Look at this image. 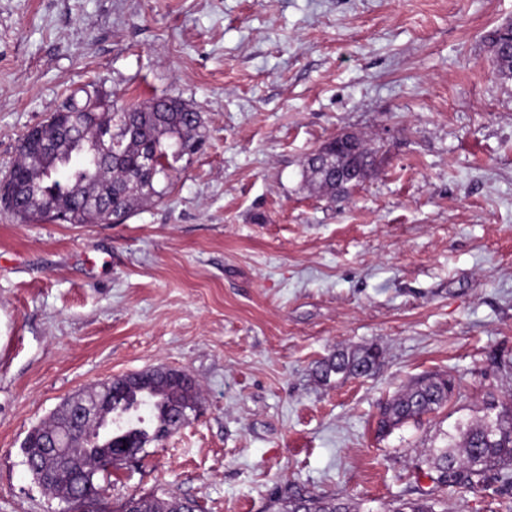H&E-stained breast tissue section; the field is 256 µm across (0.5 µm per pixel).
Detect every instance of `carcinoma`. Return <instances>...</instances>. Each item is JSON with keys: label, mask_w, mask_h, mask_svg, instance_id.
I'll list each match as a JSON object with an SVG mask.
<instances>
[{"label": "carcinoma", "mask_w": 512, "mask_h": 512, "mask_svg": "<svg viewBox=\"0 0 512 512\" xmlns=\"http://www.w3.org/2000/svg\"><path fill=\"white\" fill-rule=\"evenodd\" d=\"M497 74L512 79V52L494 31L490 38ZM79 99L67 96L62 110L46 120L48 142L26 141L18 149L8 177L25 187V195L14 201L7 212L22 222L60 221L68 215L69 224L108 222L104 206L129 215L137 202L160 198L172 184L176 164L202 147L203 118L178 98L159 96L145 104H131L106 110L96 91L82 89ZM323 153L306 161V173L321 188L336 196V166L360 169L367 178L375 166V153L362 141L336 150L332 142L320 146ZM156 162L151 174L147 158ZM379 357L373 347L338 352L319 365L321 379L355 376L360 367L373 369ZM112 395V417L118 420L114 435L133 446L159 443L158 431L170 422L173 405L200 403L198 386L190 374L170 376L153 373L149 382L129 388L112 381L96 386ZM455 380L437 376L417 380L381 406L377 431L386 436L409 422H417L454 397ZM71 424L66 404H61L27 435L23 447L38 448L50 434L64 439ZM97 431L89 439L70 447L71 454L87 467L89 479L99 488L108 485L111 472L100 466L99 454L88 457L86 447L94 444ZM435 488L453 492L480 490L491 483L512 488V410L496 411L492 403L476 422L460 423L455 432L445 434V443L433 448L425 461ZM183 499L143 496L136 503L140 512H177L192 503ZM278 512H355L351 504L324 495L300 492L288 496ZM389 512H436L430 498L401 500L391 504Z\"/></svg>", "instance_id": "cac0c4a2"}]
</instances>
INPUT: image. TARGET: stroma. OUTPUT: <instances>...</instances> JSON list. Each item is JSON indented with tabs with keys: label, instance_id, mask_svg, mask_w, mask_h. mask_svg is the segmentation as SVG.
<instances>
[{
	"label": "stroma",
	"instance_id": "35a3bbf8",
	"mask_svg": "<svg viewBox=\"0 0 512 512\" xmlns=\"http://www.w3.org/2000/svg\"><path fill=\"white\" fill-rule=\"evenodd\" d=\"M509 22L512 0H0V176L88 83L117 107L179 98L205 137L124 223L0 211V512H64L28 432L160 365L201 411L113 470L110 512L135 494L274 512L296 490L383 512L430 491L417 460L487 393L512 407V79L488 48ZM339 132L377 165L334 201L303 172ZM367 346L368 376H317ZM435 374L456 380L448 406L378 436L380 405Z\"/></svg>",
	"mask_w": 512,
	"mask_h": 512
}]
</instances>
